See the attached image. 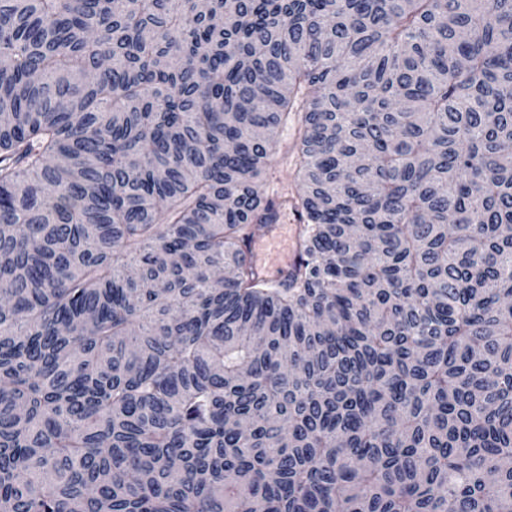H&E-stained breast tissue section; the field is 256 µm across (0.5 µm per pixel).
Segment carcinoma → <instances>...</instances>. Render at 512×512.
I'll use <instances>...</instances> for the list:
<instances>
[{
	"label": "carcinoma",
	"instance_id": "carcinoma-1",
	"mask_svg": "<svg viewBox=\"0 0 512 512\" xmlns=\"http://www.w3.org/2000/svg\"><path fill=\"white\" fill-rule=\"evenodd\" d=\"M0 294V512H512V0H0ZM297 117L293 116L277 134V153L261 179V189L265 196L283 193L296 195L300 183L296 175L295 160L299 141L297 139ZM299 221L293 215L284 214L277 223V232L258 237L250 244L253 262L265 274L271 267L279 271L280 276L294 267L299 255L295 236ZM270 269L267 279L276 281V270Z\"/></svg>",
	"mask_w": 512,
	"mask_h": 512
}]
</instances>
